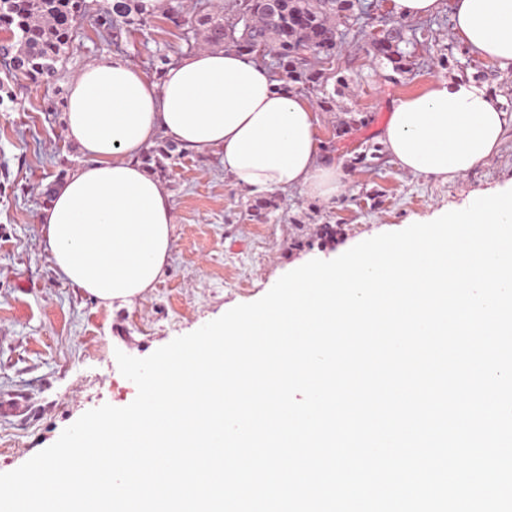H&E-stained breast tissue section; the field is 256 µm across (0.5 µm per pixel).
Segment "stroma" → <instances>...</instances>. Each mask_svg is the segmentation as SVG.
<instances>
[{
	"label": "stroma",
	"mask_w": 512,
	"mask_h": 512,
	"mask_svg": "<svg viewBox=\"0 0 512 512\" xmlns=\"http://www.w3.org/2000/svg\"><path fill=\"white\" fill-rule=\"evenodd\" d=\"M373 3L375 20L347 41L338 61L349 86L336 97L337 111L321 115V139L335 143L331 157L347 169L345 192L330 203L299 189L280 193L279 210L259 223L247 211L249 193L234 187L218 157L184 154L164 183L174 206L170 264L155 288L129 306L100 304L58 278L38 222L41 191L60 169L82 160L65 138L72 77L117 53L157 78L158 55L175 62L188 53L182 32L155 14L115 42L90 12L77 22L74 49L58 63L55 79L35 81L0 64V84L11 91L0 101V473L52 445L85 412L133 402L137 388L120 373L116 352L148 357L224 311L260 299L294 265L433 221L512 183V130L498 154L450 182L405 172L388 156L375 168H349L355 154L378 143L394 101L437 81L463 78L494 88L501 110L512 113V66L473 52L440 69L421 46L407 79L377 82L368 43L395 17L389 0ZM347 109L372 120L340 139L336 125ZM328 223L339 228L330 240L320 236Z\"/></svg>",
	"instance_id": "35a3bbf8"
}]
</instances>
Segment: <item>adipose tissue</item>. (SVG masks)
I'll return each mask as SVG.
<instances>
[{
  "label": "adipose tissue",
  "mask_w": 512,
  "mask_h": 512,
  "mask_svg": "<svg viewBox=\"0 0 512 512\" xmlns=\"http://www.w3.org/2000/svg\"><path fill=\"white\" fill-rule=\"evenodd\" d=\"M452 9L472 50L512 64V0H452ZM64 121L84 160L55 186L39 222L58 277L106 305L133 303L170 263L171 197L139 162L157 136L220 156L251 194L299 188L330 202L346 188L323 151L314 105L231 50L187 54L159 83L122 56L102 58L72 78ZM510 126L511 112L460 79L395 102L379 138L401 169L451 180L497 154Z\"/></svg>",
  "instance_id": "adipose-tissue-1"
}]
</instances>
